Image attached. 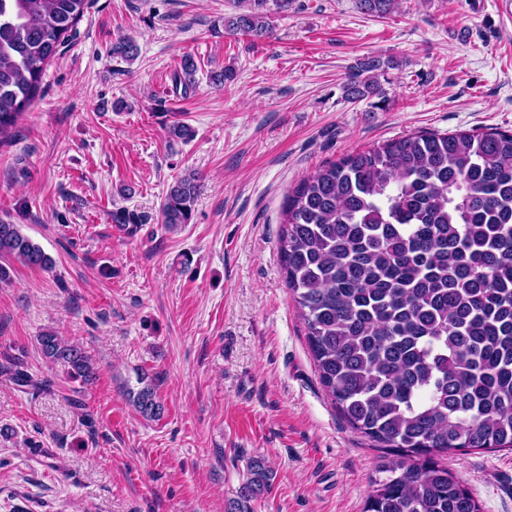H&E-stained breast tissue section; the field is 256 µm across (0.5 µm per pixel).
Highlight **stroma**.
Segmentation results:
<instances>
[{
  "mask_svg": "<svg viewBox=\"0 0 512 512\" xmlns=\"http://www.w3.org/2000/svg\"><path fill=\"white\" fill-rule=\"evenodd\" d=\"M229 0H91L0 145V221L50 255L7 260L0 367V512H227L252 459L274 477L254 512H364L393 455L350 428L320 383L278 253L285 198L325 163L417 131L512 130V14L498 0H292L274 37L230 35ZM137 56L112 55L119 38ZM196 89L173 80L184 56ZM393 57L383 97L348 99L351 66ZM232 69V82L212 77ZM191 125L190 142L168 128ZM203 188L165 229L177 178ZM141 217L119 231L113 209ZM93 357L84 385L36 341ZM163 410L133 406L139 376ZM440 463L480 512H512V450Z\"/></svg>",
  "mask_w": 512,
  "mask_h": 512,
  "instance_id": "stroma-1",
  "label": "stroma"
}]
</instances>
